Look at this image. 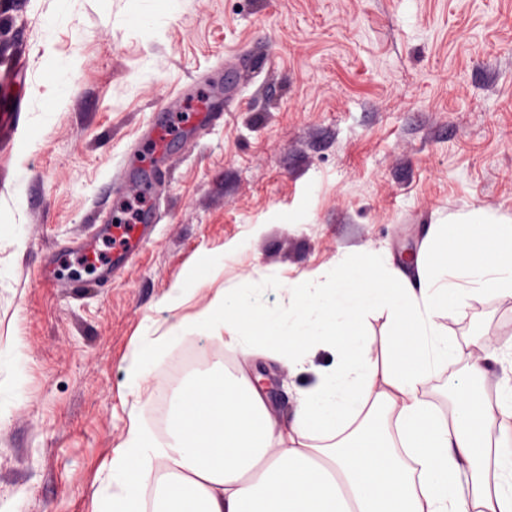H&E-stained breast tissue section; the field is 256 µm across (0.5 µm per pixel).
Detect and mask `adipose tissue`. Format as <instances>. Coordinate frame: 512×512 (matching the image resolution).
Returning a JSON list of instances; mask_svg holds the SVG:
<instances>
[{"instance_id": "adipose-tissue-1", "label": "adipose tissue", "mask_w": 512, "mask_h": 512, "mask_svg": "<svg viewBox=\"0 0 512 512\" xmlns=\"http://www.w3.org/2000/svg\"><path fill=\"white\" fill-rule=\"evenodd\" d=\"M362 285L332 272L288 284L268 311L261 275L215 289L189 319H144L119 384L128 427L103 461L87 512H512V343L460 351L442 316L512 298V215L462 210L431 228L417 276L364 259ZM387 312L396 347L378 361L363 334ZM217 344L212 359L202 342ZM335 355L280 425L248 360L304 370ZM463 358L472 381L498 368L489 399L463 389V412L426 399L432 375ZM25 360L0 342V420L26 397Z\"/></svg>"}]
</instances>
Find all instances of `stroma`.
Listing matches in <instances>:
<instances>
[{
	"label": "stroma",
	"mask_w": 512,
	"mask_h": 512,
	"mask_svg": "<svg viewBox=\"0 0 512 512\" xmlns=\"http://www.w3.org/2000/svg\"><path fill=\"white\" fill-rule=\"evenodd\" d=\"M3 45L0 104L22 112L0 143V341L18 340L28 389L0 423V512H86L127 426L118 385L143 319L190 317L258 271L276 310L283 284L343 257L359 265L366 246L400 267L449 213L512 214V0H184L159 34L132 0H0ZM243 55L253 76L228 84L226 63ZM62 60L73 93L43 127ZM200 79L228 110L195 144L171 139L148 247L106 287L40 284L47 255L114 221L133 147L157 109L176 126L194 113ZM218 254L221 277L161 307ZM443 324L464 348L512 341V298ZM334 359L321 349L300 373L261 358L247 369L285 422ZM201 282L202 279L198 280L196 277H193L181 282L175 288H169V290L161 298V305L165 309H174L182 301L186 300L188 297L202 289L195 288L200 285Z\"/></svg>",
	"instance_id": "1"
}]
</instances>
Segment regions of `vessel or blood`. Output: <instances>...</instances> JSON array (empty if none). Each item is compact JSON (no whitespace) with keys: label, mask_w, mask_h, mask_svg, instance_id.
I'll list each match as a JSON object with an SVG mask.
<instances>
[{"label":"vessel or blood","mask_w":512,"mask_h":512,"mask_svg":"<svg viewBox=\"0 0 512 512\" xmlns=\"http://www.w3.org/2000/svg\"><path fill=\"white\" fill-rule=\"evenodd\" d=\"M148 133L149 153L136 155L134 163L127 165L124 171L125 180L135 182L141 195L151 194L162 182L164 169L168 165L164 120L155 119ZM156 223L155 212L148 210L142 213L137 223L128 226L104 224L94 228L90 239L81 240L67 251L47 258L40 279L54 285L62 281L67 287H79V280H69L64 275L66 267L75 261L97 269L98 284H105L115 275L123 273L129 262L150 242Z\"/></svg>","instance_id":"obj_1"}]
</instances>
